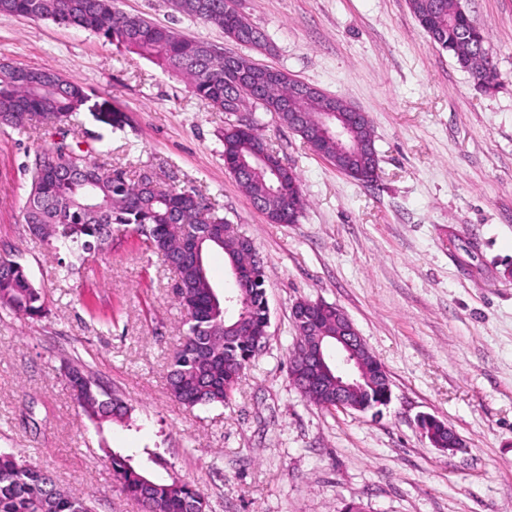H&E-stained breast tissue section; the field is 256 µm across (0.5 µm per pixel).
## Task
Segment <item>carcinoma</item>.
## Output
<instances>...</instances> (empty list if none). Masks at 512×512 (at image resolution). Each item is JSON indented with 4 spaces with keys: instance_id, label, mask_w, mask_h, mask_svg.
Wrapping results in <instances>:
<instances>
[{
    "instance_id": "carcinoma-1",
    "label": "carcinoma",
    "mask_w": 512,
    "mask_h": 512,
    "mask_svg": "<svg viewBox=\"0 0 512 512\" xmlns=\"http://www.w3.org/2000/svg\"><path fill=\"white\" fill-rule=\"evenodd\" d=\"M177 9L221 28L235 25L240 13L234 0H175ZM418 22L433 32L435 45L448 51L461 68L477 77L494 66L477 41L465 36L472 21L460 0H409ZM0 13L50 20L63 27L90 31L130 53L152 60L188 79L189 91L199 100L223 112H239L249 106L280 101L287 110L281 123L290 124V113L302 111L311 124L321 118L323 103L307 105L290 98L288 77L265 78L259 69L241 63V72L224 71V57L206 51V43L180 38L170 29L139 15L127 14L115 0H0ZM239 44L266 48L267 38L252 24L237 31ZM85 88L61 74L46 69H25L0 63V125L21 130L29 122L55 123L79 111L87 102ZM261 134L257 121L247 129L237 124L224 128V165L234 173L250 166L237 181L251 199L265 202L272 222L295 223L305 204L302 181L289 167L288 185L280 187L276 176L257 165L253 148ZM318 155L338 170H350L361 180L359 159L336 148V138L308 141ZM78 166L79 179H65L58 169ZM29 191L23 219L30 235L46 241L68 262L61 266L67 276L103 251L112 230L137 235L141 247L163 264L174 263L178 285L174 293L185 314L188 329L173 352L167 375L171 397L188 408L227 405L241 376L258 355L256 341H266L270 312L266 297L265 267L259 261L242 286L212 301L209 276L183 253L196 233L209 231L214 240L204 251L219 248L227 263L241 262L240 235L228 232L229 224L211 211L203 197L192 189L162 188L147 178L131 179L123 169L91 164L67 135L49 150L37 151L28 167ZM0 308L29 319H39L47 310L45 298L26 268L18 261L0 257ZM363 387L352 392L360 407L388 400L381 365L368 352L364 355ZM74 403L97 424L121 421L128 404L103 388L77 362L62 366ZM107 460L120 490L142 504L145 512H207L208 502L193 484L176 475L157 480L133 465L132 457L108 452ZM0 512H94L90 503L57 484L38 464L12 452L0 451Z\"/></svg>"
}]
</instances>
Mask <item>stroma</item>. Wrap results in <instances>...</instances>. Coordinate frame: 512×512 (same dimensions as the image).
<instances>
[{"label": "stroma", "instance_id": "1", "mask_svg": "<svg viewBox=\"0 0 512 512\" xmlns=\"http://www.w3.org/2000/svg\"><path fill=\"white\" fill-rule=\"evenodd\" d=\"M460 3L501 73L494 92L431 45L408 0H237L267 37L262 51L171 0H118L369 114L379 175L365 184L255 110L302 179L294 224L270 223L224 167L222 133L241 113L211 108L185 77L96 34L0 14V62L85 87L69 142L98 164L194 187L253 240L270 308L266 345L232 404L177 405L166 382L183 336L171 272L116 232L104 255L59 277L58 254L22 215L26 166L58 131L0 126V255L47 298L38 320L0 309V450L31 457L96 512H142L116 487L108 447L192 483L209 512H342L352 501L367 512H512V0ZM300 300L351 319L390 379L380 414L328 411L296 388ZM72 360L127 402L128 420L99 427L78 412L61 371ZM424 414L465 450L435 448L418 428Z\"/></svg>", "mask_w": 512, "mask_h": 512}]
</instances>
